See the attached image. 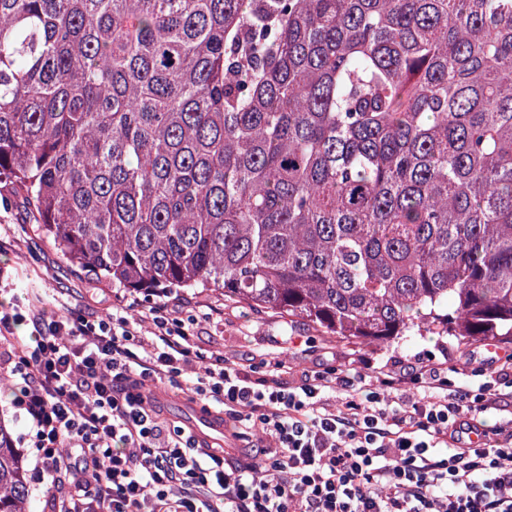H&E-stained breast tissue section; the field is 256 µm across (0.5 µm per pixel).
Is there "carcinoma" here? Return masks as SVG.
I'll list each match as a JSON object with an SVG mask.
<instances>
[{
	"label": "carcinoma",
	"instance_id": "cac0c4a2",
	"mask_svg": "<svg viewBox=\"0 0 512 512\" xmlns=\"http://www.w3.org/2000/svg\"><path fill=\"white\" fill-rule=\"evenodd\" d=\"M1 184L115 286L512 344V0H0Z\"/></svg>",
	"mask_w": 512,
	"mask_h": 512
}]
</instances>
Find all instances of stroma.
I'll list each match as a JSON object with an SVG mask.
<instances>
[{"label":"stroma","mask_w":512,"mask_h":512,"mask_svg":"<svg viewBox=\"0 0 512 512\" xmlns=\"http://www.w3.org/2000/svg\"><path fill=\"white\" fill-rule=\"evenodd\" d=\"M1 224L9 225L13 244L0 250V267L18 283L34 281L44 288L50 312L63 316L75 310L93 319L126 310L139 317L156 303L150 292L115 287L82 273L38 232L22 205L0 203ZM181 295L179 315L194 319L196 342L203 351L223 353L249 370L286 362L284 378L291 386L318 371L344 375L355 369L368 374L443 349L459 358L465 354L449 336H406L381 347L357 346L325 335L311 322L225 298L217 290L189 288Z\"/></svg>","instance_id":"stroma-1"}]
</instances>
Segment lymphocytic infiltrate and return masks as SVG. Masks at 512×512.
Here are the masks:
<instances>
[{
    "mask_svg": "<svg viewBox=\"0 0 512 512\" xmlns=\"http://www.w3.org/2000/svg\"><path fill=\"white\" fill-rule=\"evenodd\" d=\"M178 298L149 310V333L121 314L47 319L37 302L0 309V373L31 429L42 483L61 473L48 512H512V435L469 438L500 411L488 387L452 386L457 362L401 370L315 373L284 384L282 362L253 376L204 353L192 324L171 317ZM28 322L29 341L14 334ZM190 391L224 415V434L258 431L253 459L233 460L165 420L153 389Z\"/></svg>",
    "mask_w": 512,
    "mask_h": 512,
    "instance_id": "obj_1",
    "label": "lymphocytic infiltrate"
}]
</instances>
